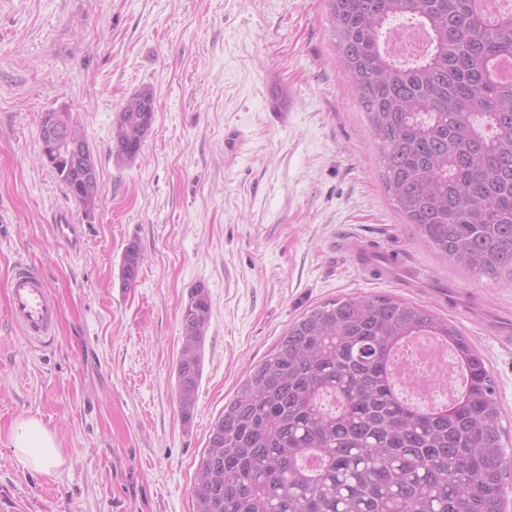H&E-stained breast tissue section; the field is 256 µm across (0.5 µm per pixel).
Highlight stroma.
<instances>
[{
    "label": "stroma",
    "instance_id": "35a3bbf8",
    "mask_svg": "<svg viewBox=\"0 0 512 512\" xmlns=\"http://www.w3.org/2000/svg\"><path fill=\"white\" fill-rule=\"evenodd\" d=\"M326 0H0V507L5 512H193L211 426L238 383L313 307L387 294L434 308L483 354L512 464V284L456 268L403 223L333 48ZM154 95L140 155L117 162L124 100ZM70 108L97 168L86 217L40 158L43 112ZM83 225L76 257L60 214ZM428 273L375 280L338 248ZM144 261L132 287L122 256ZM61 301L53 343L13 322L18 259ZM210 300L191 424L177 401L182 311ZM34 416L65 462L18 463L7 435ZM55 239L67 250L68 253L79 254L86 244L82 225L70 224L63 216L52 226ZM143 261V255L139 247L132 243L124 252L122 263V281L124 286H131L139 273L140 265Z\"/></svg>",
    "mask_w": 512,
    "mask_h": 512
}]
</instances>
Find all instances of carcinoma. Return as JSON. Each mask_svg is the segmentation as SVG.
Instances as JSON below:
<instances>
[{"label": "carcinoma", "instance_id": "obj_1", "mask_svg": "<svg viewBox=\"0 0 512 512\" xmlns=\"http://www.w3.org/2000/svg\"><path fill=\"white\" fill-rule=\"evenodd\" d=\"M345 79L366 114L382 180L404 223L467 271L512 281V6L493 17L474 0H326ZM429 30L430 51L397 59L391 20ZM148 89L112 132L119 162L141 152L154 119ZM83 210L96 173L46 159ZM143 255L124 252L123 285ZM207 291L183 309L176 365L182 420L202 378ZM414 336L444 340L466 366L459 398L413 409L387 363ZM496 382L469 338L432 308L390 295L323 302L295 320L239 383L212 425L196 472L194 512H504L507 463Z\"/></svg>", "mask_w": 512, "mask_h": 512}]
</instances>
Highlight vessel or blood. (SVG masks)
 Segmentation results:
<instances>
[{"label": "vessel or blood", "mask_w": 512, "mask_h": 512, "mask_svg": "<svg viewBox=\"0 0 512 512\" xmlns=\"http://www.w3.org/2000/svg\"><path fill=\"white\" fill-rule=\"evenodd\" d=\"M52 230L68 253L76 255L84 249L86 239L82 225L63 218L53 224ZM10 308L13 321L31 340L41 342L53 337L61 302L50 291L42 274L22 262L17 263L12 272Z\"/></svg>", "instance_id": "1"}]
</instances>
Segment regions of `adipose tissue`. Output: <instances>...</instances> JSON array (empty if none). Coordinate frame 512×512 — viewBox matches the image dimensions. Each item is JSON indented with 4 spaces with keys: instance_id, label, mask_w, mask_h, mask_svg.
<instances>
[{
    "instance_id": "obj_1",
    "label": "adipose tissue",
    "mask_w": 512,
    "mask_h": 512,
    "mask_svg": "<svg viewBox=\"0 0 512 512\" xmlns=\"http://www.w3.org/2000/svg\"><path fill=\"white\" fill-rule=\"evenodd\" d=\"M9 443L24 469L45 472L62 462L55 437L36 418L18 422L9 434Z\"/></svg>"
}]
</instances>
